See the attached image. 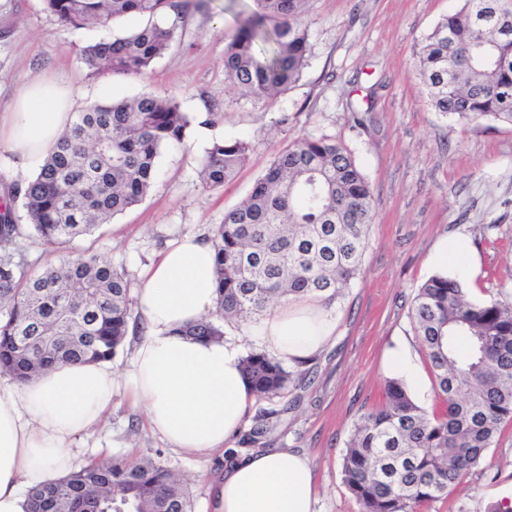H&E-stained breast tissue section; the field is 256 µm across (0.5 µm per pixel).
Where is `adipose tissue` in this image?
Returning <instances> with one entry per match:
<instances>
[{
    "label": "adipose tissue",
    "mask_w": 512,
    "mask_h": 512,
    "mask_svg": "<svg viewBox=\"0 0 512 512\" xmlns=\"http://www.w3.org/2000/svg\"><path fill=\"white\" fill-rule=\"evenodd\" d=\"M73 119L67 89L51 83L22 88L7 129H0V150L12 155V172L42 162ZM215 282L209 238L184 236L143 275L144 333L123 372L108 362L66 363L24 383L0 380V512H26L29 489L70 472L78 441L100 426L121 391L177 451L207 456L239 433L255 400L241 347L184 333L214 311ZM335 329L324 310L302 300L274 305L250 333L295 364L319 355ZM315 502L309 458L272 448L229 465L212 485L206 512H315Z\"/></svg>",
    "instance_id": "adipose-tissue-1"
}]
</instances>
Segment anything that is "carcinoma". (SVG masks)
Returning a JSON list of instances; mask_svg holds the SVG:
<instances>
[{"mask_svg": "<svg viewBox=\"0 0 512 512\" xmlns=\"http://www.w3.org/2000/svg\"><path fill=\"white\" fill-rule=\"evenodd\" d=\"M44 2L75 30L130 14L147 17L128 36L84 47L89 66L122 75L154 64L189 7V0ZM252 2L225 46L224 76L242 94L263 97L287 90L301 75L310 51L308 0ZM161 14L173 20L153 21ZM415 67L435 111L466 123L512 124V0H463L426 36ZM196 121L173 96L143 93L91 105L75 113L36 175L0 208L1 373L25 382L60 362L116 355L131 323L124 271L84 253L30 275L19 241L65 249L139 204L161 151L182 142ZM249 152L244 139L212 141L202 161L206 186L232 180ZM373 222L371 187L347 148L326 137H296L248 197L224 212L212 240L215 318L185 334L220 339L223 323L254 320L275 301L335 303L361 271ZM410 317L437 402L426 410L403 380L390 378L382 404L354 425L342 476L360 512H421L448 497L512 423V295L473 301L463 281L438 272L418 289ZM242 369L259 399L296 381L285 361L263 350L248 352ZM268 431L269 417L261 414L246 442L256 445ZM28 502V512H192L188 488L152 460L92 463L31 490Z\"/></svg>", "mask_w": 512, "mask_h": 512, "instance_id": "obj_1", "label": "carcinoma"}]
</instances>
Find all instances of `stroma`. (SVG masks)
<instances>
[{
	"instance_id": "obj_1",
	"label": "stroma",
	"mask_w": 512,
	"mask_h": 512,
	"mask_svg": "<svg viewBox=\"0 0 512 512\" xmlns=\"http://www.w3.org/2000/svg\"><path fill=\"white\" fill-rule=\"evenodd\" d=\"M251 0H205L189 8L182 34L140 76L98 72L82 56L102 31L73 30L43 0H0V114L18 89L54 81L71 89L74 111L142 93L176 97L184 111L217 113L181 144L162 150L150 193L137 206L60 250L29 239L20 247L35 273L84 252L124 267L131 288L161 250L188 233L214 235L224 213L245 199L278 150L307 135L341 141L370 184L375 219L362 271L328 310L336 323L321 355L297 369L283 397L258 400L252 412L278 411L265 448L304 452L317 481L316 512H359L341 474L354 424L383 400L388 350L407 351L421 382L414 400H436L424 350L410 318L418 288L440 268L441 239L467 240L477 259L464 280L475 300L512 294V125L463 124L435 112L415 67V48L462 0H311L310 52L299 80L271 98L245 96L226 84L224 46ZM217 137L251 144L246 164L223 188L204 186L199 170ZM86 458H151L192 494L205 512L225 452L195 457L151 433L142 409L114 397ZM512 425L448 496L425 512H512Z\"/></svg>"
}]
</instances>
